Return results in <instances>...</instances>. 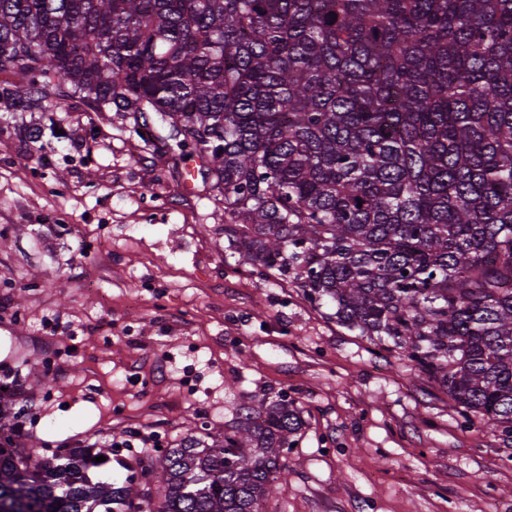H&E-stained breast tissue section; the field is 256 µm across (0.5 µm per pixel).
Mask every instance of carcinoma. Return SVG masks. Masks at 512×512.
I'll list each match as a JSON object with an SVG mask.
<instances>
[{"label":"carcinoma","mask_w":512,"mask_h":512,"mask_svg":"<svg viewBox=\"0 0 512 512\" xmlns=\"http://www.w3.org/2000/svg\"><path fill=\"white\" fill-rule=\"evenodd\" d=\"M76 100L196 154L242 264L512 439V0H0V111ZM242 415L160 455L151 512H256L303 421ZM110 454L0 451V512H135Z\"/></svg>","instance_id":"obj_1"}]
</instances>
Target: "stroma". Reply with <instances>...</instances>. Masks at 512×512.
Listing matches in <instances>:
<instances>
[{
    "label": "stroma",
    "mask_w": 512,
    "mask_h": 512,
    "mask_svg": "<svg viewBox=\"0 0 512 512\" xmlns=\"http://www.w3.org/2000/svg\"><path fill=\"white\" fill-rule=\"evenodd\" d=\"M16 119L0 130V372L20 394L0 412L18 417L17 447L51 463L148 433L157 448L120 445L97 475L134 476L149 512L161 449L285 398L303 427L274 512H512V444L338 325L331 299L241 264L198 158L79 102ZM51 119L63 135L44 148L28 131Z\"/></svg>",
    "instance_id": "1"
}]
</instances>
